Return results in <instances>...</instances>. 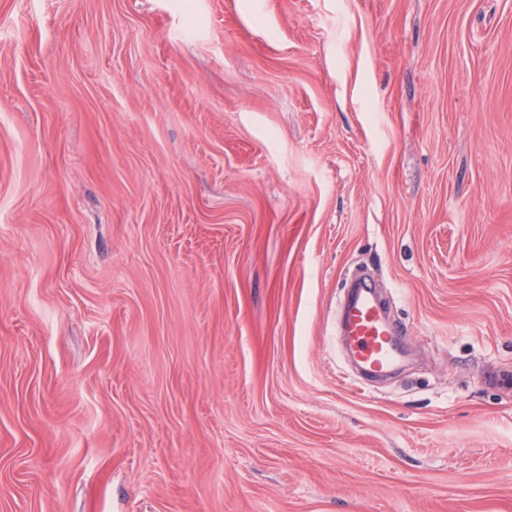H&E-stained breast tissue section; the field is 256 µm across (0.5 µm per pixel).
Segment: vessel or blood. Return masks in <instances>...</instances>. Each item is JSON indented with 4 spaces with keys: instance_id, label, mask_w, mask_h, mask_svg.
I'll return each instance as SVG.
<instances>
[{
    "instance_id": "vessel-or-blood-1",
    "label": "vessel or blood",
    "mask_w": 512,
    "mask_h": 512,
    "mask_svg": "<svg viewBox=\"0 0 512 512\" xmlns=\"http://www.w3.org/2000/svg\"><path fill=\"white\" fill-rule=\"evenodd\" d=\"M345 333L361 365L373 373L390 370L398 354V336L386 320L372 287L357 284L345 311Z\"/></svg>"
}]
</instances>
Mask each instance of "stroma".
I'll return each mask as SVG.
<instances>
[{"instance_id":"35a3bbf8","label":"stroma","mask_w":512,"mask_h":512,"mask_svg":"<svg viewBox=\"0 0 512 512\" xmlns=\"http://www.w3.org/2000/svg\"><path fill=\"white\" fill-rule=\"evenodd\" d=\"M0 512H512V0H0ZM345 333L361 365L373 373H385L397 360L398 336L384 317L372 287L357 284L345 311Z\"/></svg>"}]
</instances>
